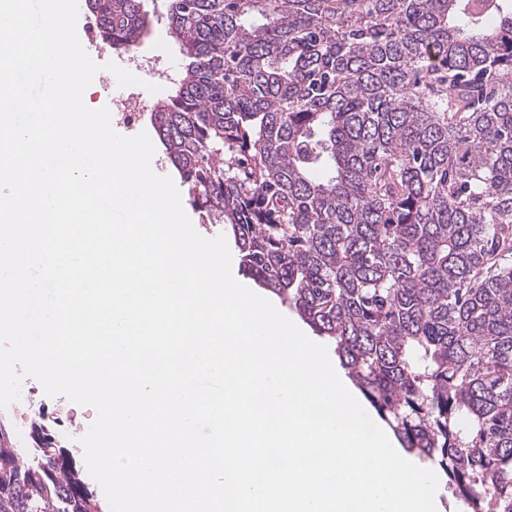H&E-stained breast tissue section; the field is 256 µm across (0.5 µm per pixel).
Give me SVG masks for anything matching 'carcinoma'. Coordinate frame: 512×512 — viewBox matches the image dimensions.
I'll use <instances>...</instances> for the list:
<instances>
[{
  "label": "carcinoma",
  "instance_id": "cac0c4a2",
  "mask_svg": "<svg viewBox=\"0 0 512 512\" xmlns=\"http://www.w3.org/2000/svg\"><path fill=\"white\" fill-rule=\"evenodd\" d=\"M149 113L242 271L333 346L463 512H512V0H164ZM112 49L155 14L86 0ZM76 460L0 447V512H87Z\"/></svg>",
  "mask_w": 512,
  "mask_h": 512
}]
</instances>
